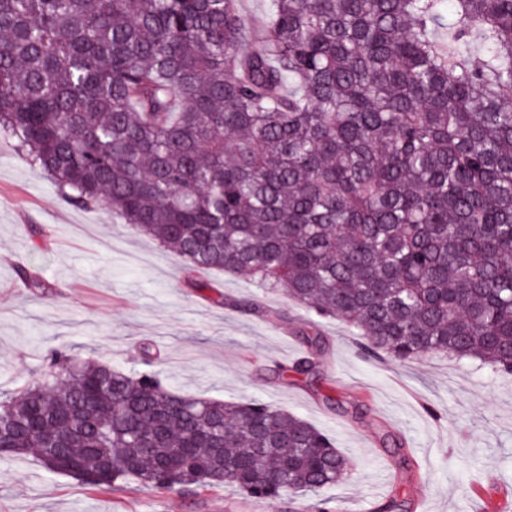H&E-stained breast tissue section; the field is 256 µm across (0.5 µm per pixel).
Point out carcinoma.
<instances>
[{
  "instance_id": "obj_1",
  "label": "carcinoma",
  "mask_w": 512,
  "mask_h": 512,
  "mask_svg": "<svg viewBox=\"0 0 512 512\" xmlns=\"http://www.w3.org/2000/svg\"><path fill=\"white\" fill-rule=\"evenodd\" d=\"M264 13L251 45L238 0H0V131L64 203L120 213L190 272L248 273L346 322L366 357L511 376L512 0ZM21 455L85 485L260 500L351 470L282 408L66 348L0 396V457Z\"/></svg>"
}]
</instances>
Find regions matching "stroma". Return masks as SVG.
<instances>
[{"label":"stroma","instance_id":"1","mask_svg":"<svg viewBox=\"0 0 512 512\" xmlns=\"http://www.w3.org/2000/svg\"><path fill=\"white\" fill-rule=\"evenodd\" d=\"M45 243L31 247L33 230ZM29 263L46 291L26 288ZM206 282L203 290L192 280ZM326 347L312 379L293 385L272 367L304 356L305 336ZM153 369L193 395L259 401L327 433L352 461L343 481L316 494L258 500L231 488L188 493L126 482L90 488L30 457L0 460V512H379L392 496L404 512H512V377L443 355L410 362L361 354L356 331L321 319L245 274L190 277L182 258L137 236L112 210L64 204L15 142L0 136V392L39 377L65 346L81 358Z\"/></svg>","mask_w":512,"mask_h":512}]
</instances>
